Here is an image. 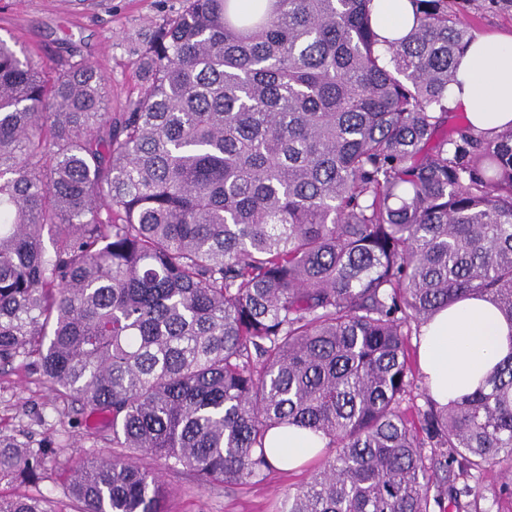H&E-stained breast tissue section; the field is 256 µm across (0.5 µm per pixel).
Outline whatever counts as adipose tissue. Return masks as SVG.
Here are the masks:
<instances>
[{
    "mask_svg": "<svg viewBox=\"0 0 512 512\" xmlns=\"http://www.w3.org/2000/svg\"><path fill=\"white\" fill-rule=\"evenodd\" d=\"M459 82L448 90L450 110L465 113L474 130L493 137L512 124V34L477 37L458 63ZM512 351V326L493 304L477 298L440 311L422 329L419 368L432 396L445 403L471 392ZM323 441L289 430L274 439L269 459L290 470L314 458Z\"/></svg>",
    "mask_w": 512,
    "mask_h": 512,
    "instance_id": "ef3b65f1",
    "label": "adipose tissue"
}]
</instances>
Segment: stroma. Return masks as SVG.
<instances>
[{"label":"stroma","instance_id":"1","mask_svg":"<svg viewBox=\"0 0 512 512\" xmlns=\"http://www.w3.org/2000/svg\"><path fill=\"white\" fill-rule=\"evenodd\" d=\"M181 0H0V38L17 41L34 62L48 67L76 53L93 62L106 79L111 111L137 96L132 42L148 27L176 14ZM93 417L77 404L55 400L36 367L0 370V435L31 448L52 444L56 462L38 485L0 482V496L46 497L52 512H75L63 473L80 459L104 454ZM310 475L309 465L267 472L247 485L200 486L189 473L164 472L173 493L168 512H275Z\"/></svg>","mask_w":512,"mask_h":512}]
</instances>
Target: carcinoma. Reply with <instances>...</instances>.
Segmentation results:
<instances>
[{"label":"carcinoma","instance_id":"cac0c4a2","mask_svg":"<svg viewBox=\"0 0 512 512\" xmlns=\"http://www.w3.org/2000/svg\"><path fill=\"white\" fill-rule=\"evenodd\" d=\"M409 4L383 53L375 0H183L113 113L85 58L46 70L0 38V367L109 418L77 512H166L147 459L258 483L281 428L326 451L279 512L512 496L485 484L512 476V351L445 405L409 355L464 298L512 325V123L448 128L476 31L459 0ZM52 454L1 436L0 480H41Z\"/></svg>","mask_w":512,"mask_h":512}]
</instances>
